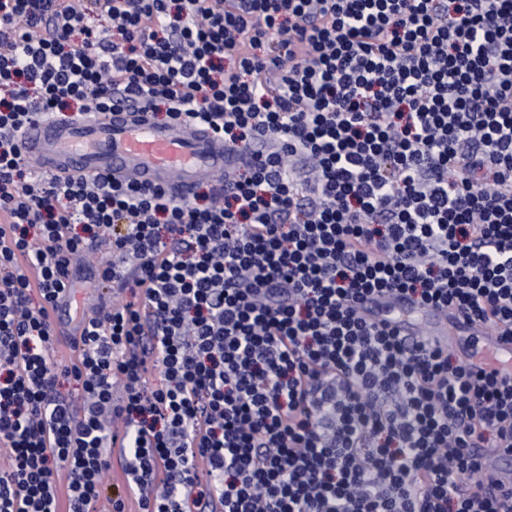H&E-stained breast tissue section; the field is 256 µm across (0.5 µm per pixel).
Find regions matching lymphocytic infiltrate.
I'll return each instance as SVG.
<instances>
[{"label":"lymphocytic infiltrate","instance_id":"lymphocytic-infiltrate-1","mask_svg":"<svg viewBox=\"0 0 512 512\" xmlns=\"http://www.w3.org/2000/svg\"><path fill=\"white\" fill-rule=\"evenodd\" d=\"M90 2L0 0V512H97L116 449L112 512H512V377L364 307L512 338V0ZM86 100L248 158L201 200L26 180L25 126ZM110 259L108 253L92 250L85 261L80 265L81 275L75 282L73 306L81 317L92 308L100 307L112 301V288H101L97 278H94V270L97 266ZM77 324L67 325L56 329L58 336V344L55 349V359L63 365H68L74 361V353L70 349V341L74 334ZM487 468L501 482L510 483L512 481V456L505 451L500 454H494L487 458Z\"/></svg>","mask_w":512,"mask_h":512}]
</instances>
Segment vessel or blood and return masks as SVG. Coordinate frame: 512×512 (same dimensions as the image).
I'll return each mask as SVG.
<instances>
[{
    "label": "vessel or blood",
    "mask_w": 512,
    "mask_h": 512,
    "mask_svg": "<svg viewBox=\"0 0 512 512\" xmlns=\"http://www.w3.org/2000/svg\"><path fill=\"white\" fill-rule=\"evenodd\" d=\"M21 141L25 156L37 169L158 184L179 200L189 198L202 181L223 187L225 173L239 159L237 152L224 148L197 125L162 126L152 120L148 110L134 107L65 122L40 118L25 127ZM396 310L409 336L423 328L441 339L461 331L460 324L441 313H427L420 325L406 302H399ZM486 464L500 481H512V453L491 455Z\"/></svg>",
    "instance_id": "vessel-or-blood-1"
}]
</instances>
